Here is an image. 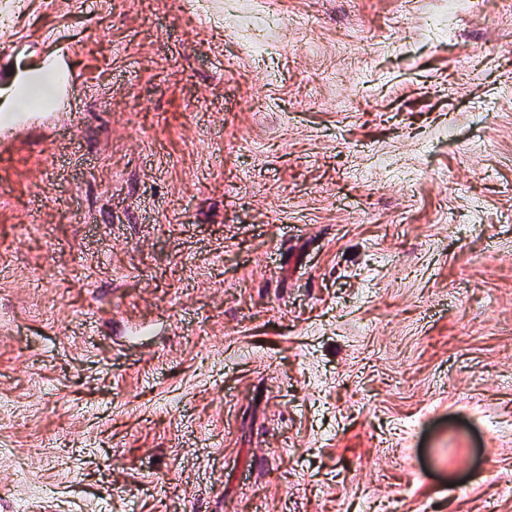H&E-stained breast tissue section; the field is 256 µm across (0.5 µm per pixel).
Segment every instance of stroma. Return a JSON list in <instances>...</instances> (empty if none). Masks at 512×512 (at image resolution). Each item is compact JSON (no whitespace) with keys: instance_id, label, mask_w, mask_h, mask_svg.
<instances>
[{"instance_id":"obj_1","label":"stroma","mask_w":512,"mask_h":512,"mask_svg":"<svg viewBox=\"0 0 512 512\" xmlns=\"http://www.w3.org/2000/svg\"><path fill=\"white\" fill-rule=\"evenodd\" d=\"M0 0V512H512V0ZM12 85L16 88L18 100V107H26L28 104V97L34 93L41 96L42 100L48 99L52 89H54L55 78L51 72L37 71L34 75H25L17 73L12 81ZM19 114L14 126L11 128L13 132L9 134L0 133V138L2 139L1 147L15 142L30 124L51 121L53 112H21Z\"/></svg>"}]
</instances>
